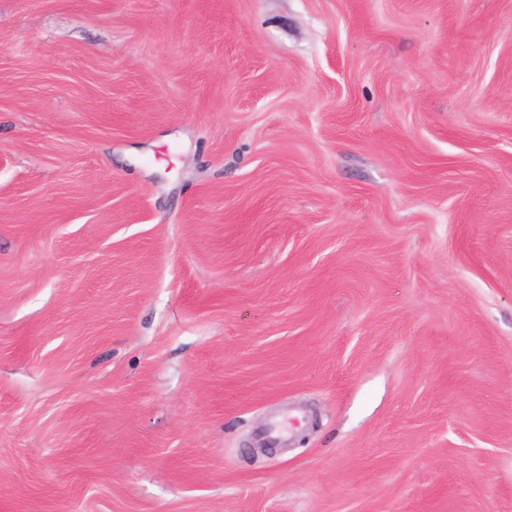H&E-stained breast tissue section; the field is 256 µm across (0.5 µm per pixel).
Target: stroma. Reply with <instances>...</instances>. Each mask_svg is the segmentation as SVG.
<instances>
[{"label": "stroma", "mask_w": 512, "mask_h": 512, "mask_svg": "<svg viewBox=\"0 0 512 512\" xmlns=\"http://www.w3.org/2000/svg\"><path fill=\"white\" fill-rule=\"evenodd\" d=\"M0 512H512V0H0Z\"/></svg>", "instance_id": "1"}]
</instances>
